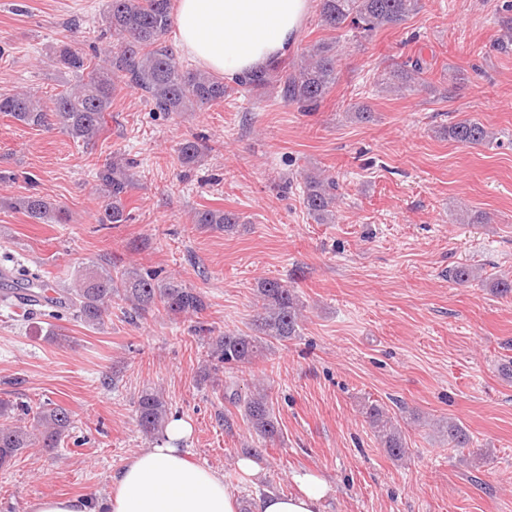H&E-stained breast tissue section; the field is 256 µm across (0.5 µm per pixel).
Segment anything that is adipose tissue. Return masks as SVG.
Here are the masks:
<instances>
[{
  "mask_svg": "<svg viewBox=\"0 0 512 512\" xmlns=\"http://www.w3.org/2000/svg\"><path fill=\"white\" fill-rule=\"evenodd\" d=\"M311 0H179L177 43L198 66L235 81L267 69L293 47ZM189 425L172 419L112 476L106 512H240L222 473L186 448ZM296 493L256 495L251 512H322L333 487L319 474H295Z\"/></svg>",
  "mask_w": 512,
  "mask_h": 512,
  "instance_id": "1",
  "label": "adipose tissue"
}]
</instances>
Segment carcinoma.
I'll return each instance as SVG.
<instances>
[{
	"instance_id": "carcinoma-1",
	"label": "carcinoma",
	"mask_w": 512,
	"mask_h": 512,
	"mask_svg": "<svg viewBox=\"0 0 512 512\" xmlns=\"http://www.w3.org/2000/svg\"><path fill=\"white\" fill-rule=\"evenodd\" d=\"M423 8L422 0H319L322 25L331 30L347 28L368 37L382 28L396 27ZM172 0H106L101 13L102 25L120 41L117 50L105 58L91 57L67 43L55 50L57 63L75 74L77 81L57 94L46 105L31 91L0 95V113L29 127L55 126L77 143L89 145L102 133L105 112L112 108V98L119 85L140 91L152 111L166 115L197 112L207 106L224 102L227 87L211 74L182 67L167 44L172 24ZM336 45L319 41L301 49L286 65H276L260 73L240 79V85L260 90L278 83L282 98L300 112L318 109L336 84L338 72ZM430 67L420 59H408L381 75V81L398 92H412L425 83ZM448 138L464 146L491 145L495 137L477 120L461 119L445 127ZM210 150L206 136L194 133L179 148L182 164L195 163ZM132 162L120 157L105 163L96 173L103 198L100 222L126 224L131 213L125 199L133 186ZM302 200L308 213L318 224L335 219L338 184L320 171L302 176ZM14 208L37 222H56L64 212L36 193L17 198ZM192 223L215 232L228 233L239 224V216L221 209H198ZM456 284L477 279L475 268L457 266L448 272ZM39 270L27 269L21 277L0 285V298L30 315L33 303L44 301L48 316L70 315L87 326H101L112 312V303L127 305L129 317L138 318L162 308L175 316H198L207 308L200 292L181 282L158 279L152 271L138 268L119 269L107 259L92 263L81 271L73 286L53 288ZM255 333L226 332L213 336L202 322L196 331L206 338L209 357L214 366H240L264 355L274 343H284L299 335L303 305L295 290L278 279L264 278L257 288ZM229 402L242 413L259 436L271 442L279 439L280 428L267 392L253 387L246 393L225 386ZM29 406L0 399V467L11 464L29 448L47 452L57 448L73 428L71 412L53 401L43 403L33 416L31 426L22 423ZM364 414L382 447L389 456L401 461L407 454V440L395 417L385 405L371 401L364 405ZM136 426L150 437L163 432L168 421V408L163 395L155 390L143 391L136 402ZM448 446L466 448L471 443L467 430L450 419L447 425Z\"/></svg>"
}]
</instances>
